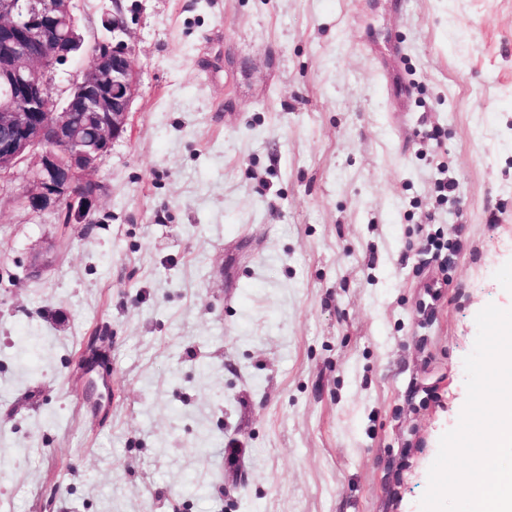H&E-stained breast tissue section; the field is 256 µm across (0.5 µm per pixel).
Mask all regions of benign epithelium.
I'll return each instance as SVG.
<instances>
[{"label": "benign epithelium", "instance_id": "1", "mask_svg": "<svg viewBox=\"0 0 512 512\" xmlns=\"http://www.w3.org/2000/svg\"><path fill=\"white\" fill-rule=\"evenodd\" d=\"M110 27L112 39L86 47L92 64L58 105L44 76L83 46L74 0H0V178L36 158L34 190L25 199L34 213L52 201L72 219H85L95 209L102 186L90 172L125 134L138 87L121 0H113ZM89 109L99 114L95 159L80 148L75 120L76 113ZM105 347L93 337L82 362L109 371Z\"/></svg>", "mask_w": 512, "mask_h": 512}]
</instances>
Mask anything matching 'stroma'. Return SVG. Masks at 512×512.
<instances>
[{"label": "stroma", "mask_w": 512, "mask_h": 512, "mask_svg": "<svg viewBox=\"0 0 512 512\" xmlns=\"http://www.w3.org/2000/svg\"><path fill=\"white\" fill-rule=\"evenodd\" d=\"M124 2L93 223L0 180V512H420L512 309V0ZM106 343L108 341H103L98 336H94L88 343L83 359L78 365L81 366L83 362L86 366L98 367L107 373L109 371V363L105 350Z\"/></svg>", "instance_id": "obj_1"}]
</instances>
